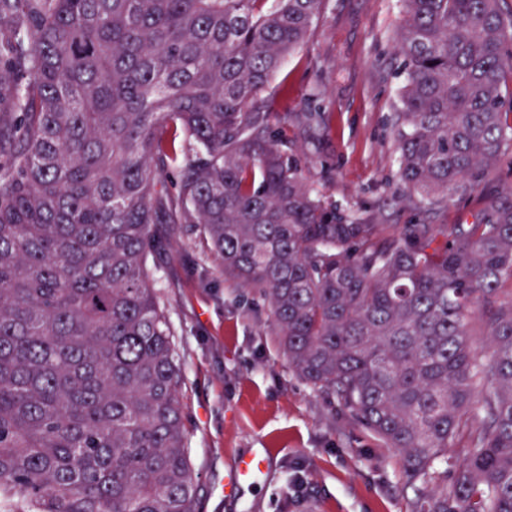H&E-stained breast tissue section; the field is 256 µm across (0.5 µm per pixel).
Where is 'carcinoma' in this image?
I'll return each instance as SVG.
<instances>
[{
  "label": "carcinoma",
  "mask_w": 512,
  "mask_h": 512,
  "mask_svg": "<svg viewBox=\"0 0 512 512\" xmlns=\"http://www.w3.org/2000/svg\"><path fill=\"white\" fill-rule=\"evenodd\" d=\"M0 0V512H197L150 259L188 226L294 371L399 452L413 512H512V9L397 0L391 236L305 184L324 112L258 101L324 0ZM492 349L486 358L476 337ZM465 439L448 483V448Z\"/></svg>",
  "instance_id": "obj_1"
}]
</instances>
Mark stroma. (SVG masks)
<instances>
[{"mask_svg":"<svg viewBox=\"0 0 512 512\" xmlns=\"http://www.w3.org/2000/svg\"><path fill=\"white\" fill-rule=\"evenodd\" d=\"M395 0H325L307 42L273 78L275 112L328 113L331 133L297 142L307 184L377 224H463L473 201L432 213L406 202L388 117L404 77ZM155 288L175 332L199 512H412L398 453L337 399L301 379L252 289L225 281L191 235L157 257ZM264 451L255 484L226 486L234 458Z\"/></svg>","mask_w":512,"mask_h":512,"instance_id":"35a3bbf8","label":"stroma"}]
</instances>
